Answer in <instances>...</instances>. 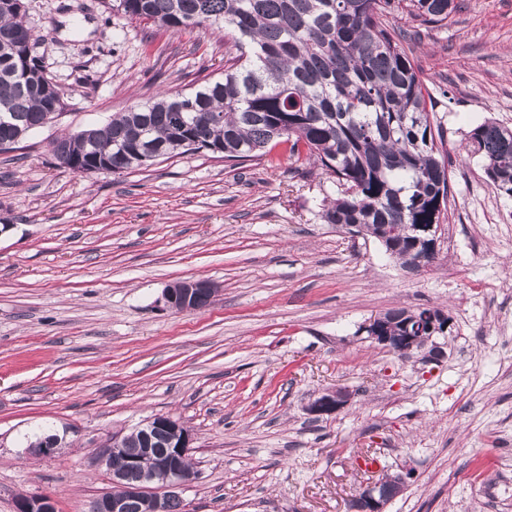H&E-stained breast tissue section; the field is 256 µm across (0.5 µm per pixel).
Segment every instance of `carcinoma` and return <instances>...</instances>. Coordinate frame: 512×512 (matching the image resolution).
Returning <instances> with one entry per match:
<instances>
[{"mask_svg":"<svg viewBox=\"0 0 512 512\" xmlns=\"http://www.w3.org/2000/svg\"><path fill=\"white\" fill-rule=\"evenodd\" d=\"M397 5L441 27L456 9L453 0H113L110 9L174 33L228 31L236 55L224 75L195 90L137 102L103 127L56 138L51 150L83 174L97 172L95 157L121 174L143 166L147 149L165 159L204 149L246 161L280 146L293 163L343 187L322 208L323 223L376 241L382 227H400L399 241L382 246L414 270L424 244L413 228L446 220L449 160L436 143L414 45L386 21ZM26 11V0H0V141L57 118L49 107L62 90L35 54V39L12 38ZM466 150L495 189L512 196V129L485 121L469 132ZM428 312L393 308L384 317L396 331L410 314Z\"/></svg>","mask_w":512,"mask_h":512,"instance_id":"carcinoma-1","label":"carcinoma"}]
</instances>
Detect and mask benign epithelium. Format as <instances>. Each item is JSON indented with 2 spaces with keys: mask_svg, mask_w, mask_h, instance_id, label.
Here are the masks:
<instances>
[{
  "mask_svg": "<svg viewBox=\"0 0 512 512\" xmlns=\"http://www.w3.org/2000/svg\"><path fill=\"white\" fill-rule=\"evenodd\" d=\"M414 231L422 232L419 241L425 243L426 256H435L441 239L442 225L420 224ZM218 288L208 280H184L177 288L164 290L163 299L166 308L175 312H188L200 309L201 300L212 301ZM451 326L448 315L433 313L414 316L406 321L399 331L391 333L384 315L370 318L363 326L367 338L377 345L398 353L427 351L428 356L439 359L443 349L436 337L443 335ZM349 393L345 390L327 391L316 397L308 406L313 416L332 415L344 408ZM143 442V455H125V441L119 435L102 446L99 459L108 463L120 456L124 457V466H112V485L119 488L121 494L112 491L102 492L96 499V512H127L132 502H143L147 512H167V503L171 497H181V493L196 480V472L184 466L193 444L192 433L179 421L169 416H154L145 420L139 427ZM163 446L168 449L169 458L160 469H147L143 466V456L150 454L151 448ZM409 473H396L393 476L368 482L352 496L348 512H386L391 501L386 482L399 486L406 483ZM17 512H54L53 501L44 495L26 496L18 499Z\"/></svg>",
  "mask_w": 512,
  "mask_h": 512,
  "instance_id": "obj_1",
  "label": "benign epithelium"
}]
</instances>
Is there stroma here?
Listing matches in <instances>:
<instances>
[{
    "mask_svg": "<svg viewBox=\"0 0 512 512\" xmlns=\"http://www.w3.org/2000/svg\"><path fill=\"white\" fill-rule=\"evenodd\" d=\"M455 3L444 27L390 17L420 33L414 61L450 161L438 259L409 272L323 223L338 184L277 148L119 175L59 166L52 140L219 77L233 41L102 0H29L67 107L0 152V512L22 495L88 512L112 487L98 445L156 415L194 436L190 512H347L361 484L406 470L387 512H512V196L464 152L476 125L512 128V0ZM186 279L213 283L214 301L166 310L164 289ZM398 307L451 318L441 361L367 339L364 323ZM336 388L347 405L311 416ZM40 434L62 436L56 453L30 451Z\"/></svg>",
    "mask_w": 512,
    "mask_h": 512,
    "instance_id": "obj_1",
    "label": "stroma"
}]
</instances>
